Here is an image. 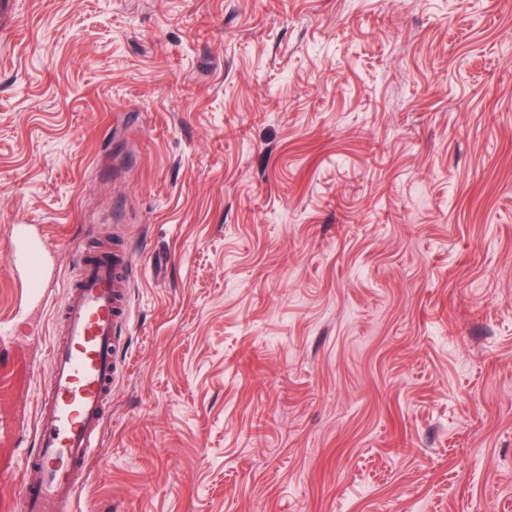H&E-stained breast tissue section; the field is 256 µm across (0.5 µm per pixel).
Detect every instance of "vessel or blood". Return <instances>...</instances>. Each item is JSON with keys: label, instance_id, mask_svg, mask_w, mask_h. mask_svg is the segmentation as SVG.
<instances>
[{"label": "vessel or blood", "instance_id": "b4317fda", "mask_svg": "<svg viewBox=\"0 0 512 512\" xmlns=\"http://www.w3.org/2000/svg\"><path fill=\"white\" fill-rule=\"evenodd\" d=\"M49 244L29 224L11 227L8 273L30 299H42ZM132 260L120 245L80 252L54 313L49 380L34 413L13 512H87L79 491L107 417L118 369L121 326L130 319Z\"/></svg>", "mask_w": 512, "mask_h": 512}]
</instances>
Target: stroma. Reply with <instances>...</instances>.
Segmentation results:
<instances>
[{
  "mask_svg": "<svg viewBox=\"0 0 512 512\" xmlns=\"http://www.w3.org/2000/svg\"><path fill=\"white\" fill-rule=\"evenodd\" d=\"M13 2L0 416L32 430L102 231L133 271L100 512H512V0ZM49 244L43 231L31 224H13L8 274L17 277L30 300L45 301L46 260Z\"/></svg>",
  "mask_w": 512,
  "mask_h": 512,
  "instance_id": "stroma-1",
  "label": "stroma"
}]
</instances>
